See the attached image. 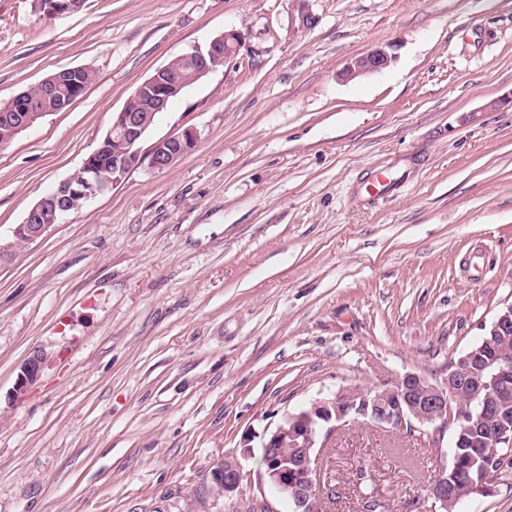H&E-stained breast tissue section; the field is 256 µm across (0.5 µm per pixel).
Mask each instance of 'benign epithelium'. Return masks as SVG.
<instances>
[{
	"label": "benign epithelium",
	"instance_id": "1",
	"mask_svg": "<svg viewBox=\"0 0 512 512\" xmlns=\"http://www.w3.org/2000/svg\"><path fill=\"white\" fill-rule=\"evenodd\" d=\"M295 9L291 21L297 28L310 30L318 17L309 9V0H292ZM84 6L80 0H44L43 14L59 16L79 11ZM247 35L231 28L213 37L205 46H195L180 55L191 62L193 76L186 81L174 73L170 65L157 69L144 80L128 99L121 111L112 115V125L106 133V141L112 143V162L109 175L101 178L91 160L84 161L81 168L34 205L23 223L13 231L15 243L0 244V260L11 256L14 244L27 243L42 237L59 223L72 209L70 200L77 198L88 203L105 191V186H114L131 171L138 168L163 170L174 165L197 143V131L185 129L176 136H165L153 141L147 149L140 147L146 136L150 120L142 119L131 110L130 104L148 100L153 111H161L171 97L178 95L190 82H198L218 66L237 56L246 47ZM395 56L386 47H376L349 61L340 76L345 80L378 73L388 69ZM44 113L32 109L22 116L10 120L0 147L9 145L22 131L31 127ZM494 336H507L512 331V304L496 315L490 325ZM497 397H479L473 394L475 409L458 408L457 420L470 421L473 411L479 416L497 410L496 398L506 399L512 393V353L508 357L494 360ZM487 365L476 363L474 355H466L451 363L446 376L436 382L416 374L407 373L390 388L358 389L340 388L334 393L312 400L297 413H288L282 422L271 431L262 443L261 464L256 477L244 472L242 461L252 457L253 448L245 445L240 455L226 456L215 463L208 473L209 489H218L220 494H210L215 502L224 501V512H279L266 490L290 501L293 512H324V482L319 458L315 448L324 425L331 422L345 423L361 419L382 429L414 430V424L448 426L449 396L456 393V386L480 383V376ZM44 358L40 353L31 355L21 368L14 392L23 396L41 376ZM276 448H288L286 456H273ZM454 475L441 472L427 489V496L420 504L422 512H448L455 502L448 495V487ZM249 490H244V487Z\"/></svg>",
	"mask_w": 512,
	"mask_h": 512
}]
</instances>
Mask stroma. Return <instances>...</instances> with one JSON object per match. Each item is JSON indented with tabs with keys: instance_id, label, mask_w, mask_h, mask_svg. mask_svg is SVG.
I'll list each match as a JSON object with an SVG mask.
<instances>
[{
	"instance_id": "stroma-1",
	"label": "stroma",
	"mask_w": 512,
	"mask_h": 512,
	"mask_svg": "<svg viewBox=\"0 0 512 512\" xmlns=\"http://www.w3.org/2000/svg\"><path fill=\"white\" fill-rule=\"evenodd\" d=\"M0 0V102L71 67L69 108L0 149V242L137 86L227 29L247 46L161 112L196 129L0 261V512H203L211 466L345 388L438 381L512 304V0ZM387 44L386 71L345 82ZM388 194L367 193L377 174ZM49 364L13 387L33 352ZM452 429L339 424L327 512L367 473L410 512ZM388 48L377 47L355 57L346 64L340 76L348 81L388 69L395 60L394 54Z\"/></svg>"
}]
</instances>
